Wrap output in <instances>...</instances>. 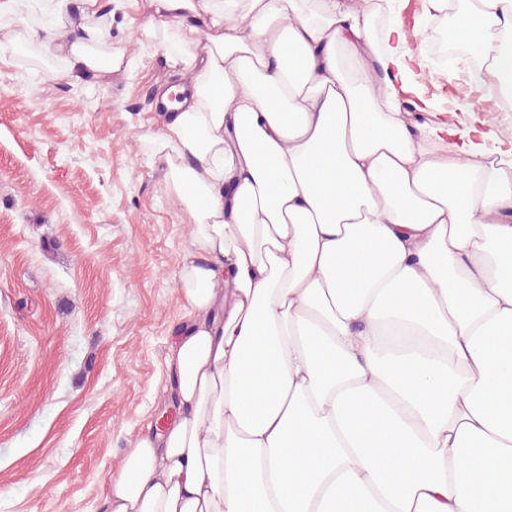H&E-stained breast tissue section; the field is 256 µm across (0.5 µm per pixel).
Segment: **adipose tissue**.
<instances>
[{
    "mask_svg": "<svg viewBox=\"0 0 512 512\" xmlns=\"http://www.w3.org/2000/svg\"><path fill=\"white\" fill-rule=\"evenodd\" d=\"M310 1L149 0L179 81L138 139L192 321L106 512H512V152L409 130L402 22L378 47L363 6ZM464 2L472 79L512 86V0ZM33 36L122 64L80 20Z\"/></svg>",
    "mask_w": 512,
    "mask_h": 512,
    "instance_id": "1",
    "label": "adipose tissue"
}]
</instances>
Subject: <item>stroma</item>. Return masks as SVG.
<instances>
[{
  "label": "stroma",
  "mask_w": 512,
  "mask_h": 512,
  "mask_svg": "<svg viewBox=\"0 0 512 512\" xmlns=\"http://www.w3.org/2000/svg\"><path fill=\"white\" fill-rule=\"evenodd\" d=\"M111 7L110 79L74 74L28 42L53 0H0V512H106L109 476L172 406L166 357L188 324L178 288L190 232L136 133L173 84L148 0ZM408 46L430 76L401 101L410 128L457 112L497 132L512 112L474 82L461 40L441 59L425 0H403Z\"/></svg>",
  "instance_id": "obj_1"
}]
</instances>
